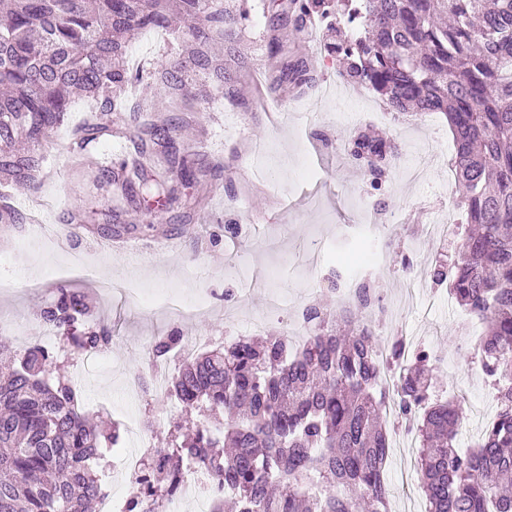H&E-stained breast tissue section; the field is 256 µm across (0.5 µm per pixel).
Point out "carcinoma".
I'll use <instances>...</instances> for the list:
<instances>
[{"instance_id":"obj_1","label":"carcinoma","mask_w":512,"mask_h":512,"mask_svg":"<svg viewBox=\"0 0 512 512\" xmlns=\"http://www.w3.org/2000/svg\"><path fill=\"white\" fill-rule=\"evenodd\" d=\"M191 21L190 54L210 66L209 45L246 18L205 7L204 0H0V175L30 186L41 177V158L14 149L38 142L62 124L80 94L91 100L85 121L72 131L81 152L112 136L115 91L142 81L126 63L128 35L168 24L169 3ZM296 21L313 13L336 14L355 36L333 46L345 57L341 77L365 86L398 114L441 112L456 152L453 165L460 205L476 231L460 257L436 281L450 278L458 304L480 318L483 372L493 378L496 418L470 452L456 447L460 405L427 404L432 380L424 374L430 354L404 366L396 389L398 414L423 412L419 461L428 512H512V0H291ZM281 79L297 87L313 80L303 56L282 53ZM180 65L153 75L156 90H181ZM171 132L150 120L131 134L139 154L134 176L127 164L107 179L125 194L164 163L167 190L190 173L177 155ZM349 154L366 163L371 186L382 164L396 156L390 141L361 133ZM24 213L0 196V223L21 224ZM378 298L364 284L337 334L336 316L312 304L304 320L314 334L296 348L286 334L219 343L183 358L169 381V396L185 411H223L224 430L199 420L182 440L175 423L166 446L147 450L152 474L148 495L131 512H161L186 461L196 458L230 492L213 500L211 512H387L382 473L388 448L377 394L381 372L372 329ZM90 311L85 295L56 288L44 321L81 353L112 346V332L80 330ZM173 332L156 338L152 360L166 359L181 343ZM58 355L37 345L22 351L0 343V512H88L103 494L102 443L117 445L118 427L101 433L79 407L74 384L57 372Z\"/></svg>"}]
</instances>
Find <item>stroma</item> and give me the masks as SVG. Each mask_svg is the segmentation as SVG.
<instances>
[{
	"label": "stroma",
	"mask_w": 512,
	"mask_h": 512,
	"mask_svg": "<svg viewBox=\"0 0 512 512\" xmlns=\"http://www.w3.org/2000/svg\"><path fill=\"white\" fill-rule=\"evenodd\" d=\"M248 16L229 40L216 41L211 54L235 87L227 97L211 70L186 64L183 91L194 109L188 125L166 99L146 85H132L126 108L113 113L120 132L89 145L81 163H73L68 139L86 115V101L75 100L63 125L38 143L20 149L40 155L44 176L30 188L10 187L14 204L27 210L31 201L45 205L48 236L32 221L0 226L11 243L0 249L9 259L0 277L9 292L0 293V311H14L34 329L50 294L41 272L62 268L63 284L78 289L92 306L96 325L111 329L108 371L79 362L72 377L85 411L117 422V409L139 415L142 436L161 446L170 425L183 411L173 403L131 392L134 380L151 375L148 344L173 332L183 336L247 337L244 319L263 317L260 335L286 329V309L294 304L335 306L336 297L312 263L314 245L324 242L325 265L358 263L363 244L360 226L383 225L390 232L377 247L382 262L368 279L381 297L383 311L374 327L381 340L424 343L441 352L433 360L432 400H454L463 411L457 436L461 451L472 450L497 412L493 385L472 348L462 346L455 328L463 315L450 285L432 281L435 257L422 225L447 223L456 209L458 183L451 168L452 135L444 114L398 115L372 90L338 81V63L328 46L336 31L327 19L308 23L299 51L312 57L314 85L299 94L271 89L269 42L291 38L289 0H247ZM175 34L150 41L145 31L129 40L138 70L153 74L184 58L189 28L174 20ZM155 109L159 118L179 122L177 147L190 153L192 173L174 193L158 196L138 191L115 202L106 168L113 148L130 159L123 130L134 114ZM373 127L385 132L399 155L387 178L371 188L365 169L347 153L349 139ZM271 143L264 162L268 183L254 182L249 153L252 142ZM84 212L98 226H111L126 240L127 252L109 249L104 234L79 230L71 246L60 242V229L74 212ZM170 238L174 249L156 253L151 244ZM414 277H406V269ZM207 294L211 309L179 320L160 308L170 295L184 302ZM389 448L383 468L389 512H426L417 459L419 441L408 424L388 415Z\"/></svg>",
	"instance_id": "obj_1"
}]
</instances>
